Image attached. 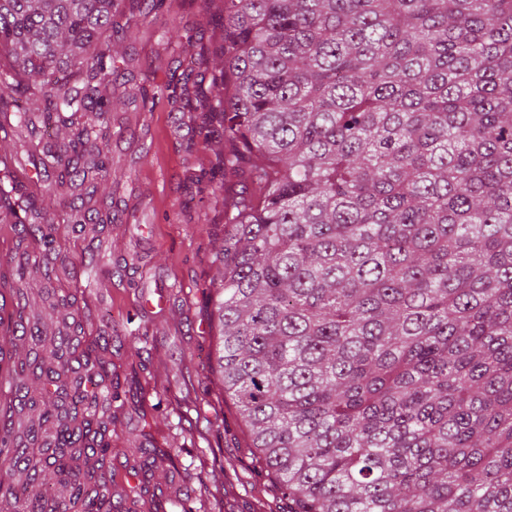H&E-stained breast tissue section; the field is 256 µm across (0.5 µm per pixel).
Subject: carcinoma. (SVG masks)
<instances>
[{"mask_svg":"<svg viewBox=\"0 0 512 512\" xmlns=\"http://www.w3.org/2000/svg\"><path fill=\"white\" fill-rule=\"evenodd\" d=\"M124 0H0V128L28 133L40 194L0 213L74 278L63 223L100 237ZM200 64L224 195L215 372L289 512H512V0H205ZM53 332L22 320L0 426L3 512H160L143 490L170 453L145 443L112 481V321L82 345L75 302ZM142 337L121 345L142 359Z\"/></svg>","mask_w":512,"mask_h":512,"instance_id":"1","label":"carcinoma"}]
</instances>
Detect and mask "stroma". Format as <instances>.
Returning a JSON list of instances; mask_svg holds the SVG:
<instances>
[{
    "label": "stroma",
    "mask_w": 512,
    "mask_h": 512,
    "mask_svg": "<svg viewBox=\"0 0 512 512\" xmlns=\"http://www.w3.org/2000/svg\"><path fill=\"white\" fill-rule=\"evenodd\" d=\"M171 17L180 23L174 32L166 25ZM120 39L117 65L127 81L112 87V169L94 196L115 215L104 231L108 256L54 284L92 317H112L123 333L146 338L140 365H130L125 351L110 355L122 388L144 392L143 417L119 411L112 418L113 463L120 471L134 461L147 435L154 447L176 454L208 512H288L213 372L205 288L216 274L212 254L224 235V197L195 178L220 160L199 134V113L165 101L147 112L136 100L139 87L165 88L209 45L202 0H166L163 12H143ZM135 252L143 257L136 268L126 263Z\"/></svg>",
    "instance_id": "obj_1"
}]
</instances>
